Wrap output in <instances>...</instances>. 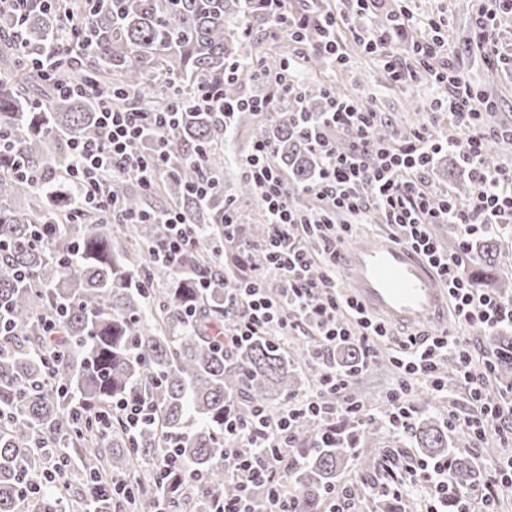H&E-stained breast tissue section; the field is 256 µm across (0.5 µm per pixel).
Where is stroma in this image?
I'll return each mask as SVG.
<instances>
[{
	"label": "stroma",
	"instance_id": "1",
	"mask_svg": "<svg viewBox=\"0 0 512 512\" xmlns=\"http://www.w3.org/2000/svg\"><path fill=\"white\" fill-rule=\"evenodd\" d=\"M409 7L421 15L435 13L449 16L451 23L447 36L449 43L457 48L459 67L475 85L499 99L501 108L497 114L498 120L504 124L512 122V72L505 74L488 71L483 65L475 63L466 52L465 40L472 22L471 0H411ZM344 52L347 56L345 66L301 72V81H319L347 89L350 95L371 101L383 113L388 124L402 130L423 120L424 106L432 96L429 85L420 82L412 86H401L389 82L379 59L357 41L347 40ZM396 378L395 367L384 357L372 371L357 378L351 388L364 410L375 417V438L358 446L359 454L370 458L372 465L365 470L344 469L337 484L356 488L358 497L363 500L365 512H423L431 500L429 490L410 486L403 488L398 498L390 495L372 497L368 494L369 484L385 476L383 464L386 453L401 455L403 461L411 465L423 457L410 432L393 429L379 416ZM414 402L415 410L411 419L415 422L430 418L444 425L448 422L449 410H456L463 416L475 412L467 388L459 382L454 384L450 392L440 394L431 392L423 385H416Z\"/></svg>",
	"mask_w": 512,
	"mask_h": 512
}]
</instances>
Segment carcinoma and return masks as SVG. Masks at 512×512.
I'll use <instances>...</instances> for the list:
<instances>
[{
	"instance_id": "1",
	"label": "carcinoma",
	"mask_w": 512,
	"mask_h": 512,
	"mask_svg": "<svg viewBox=\"0 0 512 512\" xmlns=\"http://www.w3.org/2000/svg\"><path fill=\"white\" fill-rule=\"evenodd\" d=\"M64 12L89 39L59 56L61 67L50 77L28 61L45 50ZM266 24L262 0H58L31 11L23 40L14 41L8 35L18 27L15 16L0 13L3 53L12 64L0 77V131L8 137V151L0 153V316L13 321V331L0 336V512H21L24 489L47 456L67 466L80 462L83 477L73 499L64 496L68 484L39 494L36 512H112V500H99L91 489L114 476L131 485L134 512H160L163 505L169 512H208L214 493H236L224 481V413L246 421L258 408L269 414L301 385V347L290 354L268 336L224 350V289L234 281L217 272L209 287H198L202 269L213 266L224 245V126L215 110L181 101L208 86L238 100L242 85L280 68L286 51L268 47ZM58 79L92 86L117 108L178 111L171 169L155 191L112 178V195L128 213L176 208L201 232L178 274L152 256L166 235L162 224H114L98 212L77 224L67 220L75 200L52 194L53 176L73 164L71 142L94 132L97 106L54 95ZM323 89L318 82L306 87L307 111L321 109ZM37 94L48 98L46 107L36 103ZM274 112L272 124L250 111L237 113L235 122L261 127L276 168L295 191L315 180L318 161L298 117L285 106ZM18 169L30 182L18 180ZM202 180L217 184L205 201L192 194ZM38 224L51 225L41 242L31 237ZM471 252L477 285L507 295L512 285L487 275L504 257L497 241L480 240ZM58 307L66 310L65 322L48 350L44 317ZM358 359L354 345L336 350L342 371ZM129 397L144 400L152 416L131 432L112 417L100 432L94 414ZM412 433L423 453L448 457L457 487L478 482L472 461L455 453L435 421H420ZM318 435L313 420L296 433L308 444L293 483L301 512H321L341 469L363 467L355 445L374 432L338 437L334 448L317 447ZM171 441L179 445L181 471L205 482H184L161 499L162 475L151 461Z\"/></svg>"
}]
</instances>
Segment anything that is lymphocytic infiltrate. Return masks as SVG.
<instances>
[{
  "mask_svg": "<svg viewBox=\"0 0 512 512\" xmlns=\"http://www.w3.org/2000/svg\"><path fill=\"white\" fill-rule=\"evenodd\" d=\"M270 26L282 33L289 57H303L316 51L344 61V37L356 36V24L349 14H322L312 9L289 10L284 0H272ZM512 13V0H478L472 18L470 44L480 53L484 65L502 69L512 65L493 37L498 12ZM448 22L441 16H417L400 0L396 10L380 22L376 34L366 40L369 52L380 53L383 68L391 82L409 85L418 78L431 81L440 93L428 105L425 120L409 131L393 132L391 140H380L376 131L382 123L380 112L370 105L354 106L350 99L327 91L323 111H306L299 88V74L285 65L269 76V97L242 99L240 105L221 103L210 96L208 104L232 121L238 107L252 111L272 105H288L299 113L302 128L319 166L318 180L306 186L316 204L299 208L275 170L273 149L267 140L255 138L244 157L245 172L256 188L270 235L265 244L267 264L258 268L238 258L234 277L240 288L224 298V316L230 326L224 331V345L231 348L257 336L276 332L287 339L298 325H306L317 336L319 347L314 359L319 366L316 384L308 395L288 402L277 420L256 411L251 422L226 416L224 453L231 475L238 486L235 497L216 495L213 512H249L252 494L267 489V512H300L294 493L287 489L286 451L294 443L299 421L314 417L320 423L318 442L335 446L336 433L330 422L336 414L351 418L356 426L370 423L371 417L349 393L355 378L369 371L378 356V344L389 345L391 361L400 376L390 391L384 409L385 421L394 428L408 425L413 387L422 384L442 392L445 382L440 372L444 357L454 356L456 374L478 404L477 414L460 417L449 414V427L465 424L470 442L480 445L488 436L501 434L506 418L512 417V404L488 402L484 391L494 370V362L476 369L469 342L452 329L431 334L414 331L396 334L384 322L370 316L346 293L338 272V251L353 233V220L377 212L384 223L396 230L402 243L420 252L445 284L459 322L476 324L491 332L512 323V299L476 287L463 269L469 239L479 233L512 230V167L490 156L486 145L497 138H511L512 127L491 123L499 109L492 95L473 85L464 72L447 58L442 30ZM424 30L425 36L410 48V59L397 51L396 39L410 27ZM96 133L74 141V164L57 183L61 187L79 185L80 206L68 215L78 221L84 210L92 209L126 224H151L162 221L170 232L160 241L156 256L178 270L182 255L194 246L198 231L186 224L177 209L162 218L125 214L113 197L108 177L134 175L146 190H154L170 167L168 137L177 118L172 112H131L113 109L111 102L98 100ZM448 121L457 134L447 142L434 136L432 127ZM349 142L346 151H337L336 138ZM453 148L470 165L476 192L467 209H458L448 195L432 200L426 193L423 173L443 147ZM433 224H453L459 230L458 250L448 253L431 234ZM276 275L285 298L273 302L266 294V279ZM352 343L360 359L350 372H339L329 362L338 345ZM412 483L430 488L435 498L427 512H439L448 500L461 503V512H495L498 497L512 493V458L493 466L488 485L491 498L475 501L470 493L459 491L448 478L444 461L420 462L409 468Z\"/></svg>",
  "mask_w": 512,
  "mask_h": 512,
  "instance_id": "obj_1",
  "label": "lymphocytic infiltrate"
}]
</instances>
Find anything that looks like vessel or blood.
<instances>
[{"label": "vessel or blood", "instance_id": "b4317fda", "mask_svg": "<svg viewBox=\"0 0 512 512\" xmlns=\"http://www.w3.org/2000/svg\"><path fill=\"white\" fill-rule=\"evenodd\" d=\"M339 265L347 291L369 315L419 330L448 318V290L431 264L389 233L342 247Z\"/></svg>", "mask_w": 512, "mask_h": 512}]
</instances>
